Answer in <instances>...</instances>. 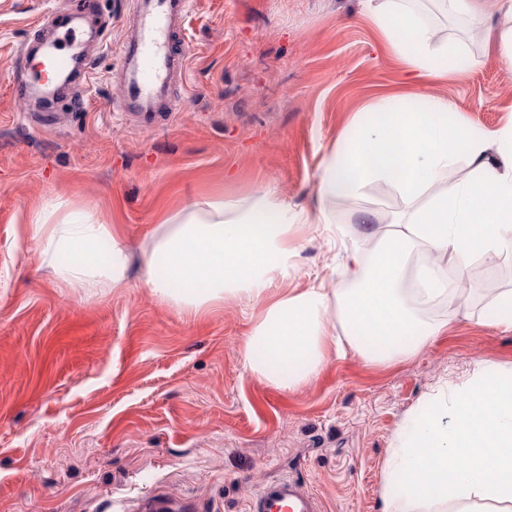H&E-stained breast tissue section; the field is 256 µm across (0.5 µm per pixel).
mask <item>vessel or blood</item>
I'll return each instance as SVG.
<instances>
[{
	"label": "vessel or blood",
	"instance_id": "vessel-or-blood-1",
	"mask_svg": "<svg viewBox=\"0 0 512 512\" xmlns=\"http://www.w3.org/2000/svg\"><path fill=\"white\" fill-rule=\"evenodd\" d=\"M98 0H72L67 23L54 15L44 16L46 28L63 27L60 40L45 43L37 52H26L18 62L19 73L12 84L21 100L49 92L71 78L74 61L86 58L89 42L104 43V31H84L82 21L96 9ZM192 0H134L119 41L122 98L118 111L128 112L147 126L158 114L173 117L178 99L174 81H185L191 48L183 36L184 21ZM250 512H316V504L295 481L280 479L264 485L253 498Z\"/></svg>",
	"mask_w": 512,
	"mask_h": 512
}]
</instances>
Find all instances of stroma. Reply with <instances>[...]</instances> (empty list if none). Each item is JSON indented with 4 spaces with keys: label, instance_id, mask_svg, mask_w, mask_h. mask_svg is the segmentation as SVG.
Segmentation results:
<instances>
[{
    "label": "stroma",
    "instance_id": "1",
    "mask_svg": "<svg viewBox=\"0 0 512 512\" xmlns=\"http://www.w3.org/2000/svg\"><path fill=\"white\" fill-rule=\"evenodd\" d=\"M112 29L91 55L79 112L37 131L10 81L31 29L61 0H0V512H248L267 482L290 479L320 512H384L386 461L426 398L473 369L512 367V330L490 306L512 287V253L474 263L466 302L430 315L445 333L389 364L329 353L292 388L245 374L242 349L264 302L198 309L160 301L138 278L85 293L40 269L27 217L84 208L131 248L196 201L269 189L314 207L315 174L373 96L418 92L492 132L512 121V65L473 26L435 18L457 69L408 82L362 0H193L188 83L172 121L113 111L117 46L131 0H99ZM400 205L387 184L328 210L346 232ZM339 239L302 231L287 289L347 287Z\"/></svg>",
    "mask_w": 512,
    "mask_h": 512
}]
</instances>
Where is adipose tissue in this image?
I'll return each instance as SVG.
<instances>
[{
  "instance_id": "obj_1",
  "label": "adipose tissue",
  "mask_w": 512,
  "mask_h": 512,
  "mask_svg": "<svg viewBox=\"0 0 512 512\" xmlns=\"http://www.w3.org/2000/svg\"><path fill=\"white\" fill-rule=\"evenodd\" d=\"M364 0V11L389 52L415 77L447 75L462 57L434 44L432 18L483 23L482 0ZM454 105L423 96L367 102L316 173L317 206L294 208L264 190L202 200L171 214L151 234L140 277L165 302L199 307L227 295L271 299L243 351L245 372L281 387L316 376L328 349L391 363L414 356L448 326L425 308L453 306V279L476 259L512 252V124L486 134L454 121ZM466 160L469 176L443 187L448 169ZM401 200L385 233L373 213L342 239L350 287L319 284L282 292L294 270L298 230L328 231L330 199L360 197L372 182ZM29 227L42 265L72 288L125 284L131 254L111 225L93 213L41 207ZM423 263L409 270L412 255Z\"/></svg>"
}]
</instances>
